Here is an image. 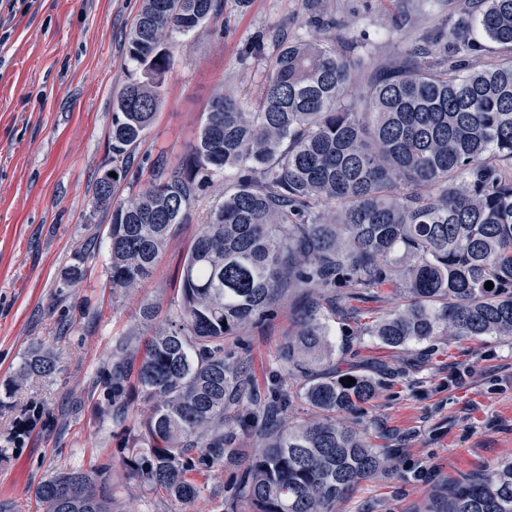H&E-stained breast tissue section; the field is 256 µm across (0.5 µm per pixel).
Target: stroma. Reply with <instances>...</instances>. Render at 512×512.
<instances>
[{
    "instance_id": "35a3bbf8",
    "label": "stroma",
    "mask_w": 512,
    "mask_h": 512,
    "mask_svg": "<svg viewBox=\"0 0 512 512\" xmlns=\"http://www.w3.org/2000/svg\"><path fill=\"white\" fill-rule=\"evenodd\" d=\"M0 12V503L44 512L36 485L72 469L103 471L116 512H171L142 490L125 463L133 430L113 424L103 381L119 337L152 334L139 308L179 301L174 279L191 240L233 183L216 176L192 221L167 244L152 276L131 292L108 276L110 214L96 205V182L112 166V102L136 78L125 37L139 0H28ZM352 33L372 43L366 67L394 53L388 30L397 0H336ZM303 0H224L218 21L173 46L162 103L135 160L180 164L212 99L232 92L252 106L267 61L247 55L256 34L296 28ZM306 293L288 291L273 317L245 328L240 353L259 389L271 387L277 353L295 332ZM396 283L366 290L332 324V358L347 370L382 363L378 395L344 425L389 449L390 466L360 482L336 512H434L461 476L512 458V338L440 336L402 349L356 335L358 324L401 306ZM54 357L50 376L19 380L27 355ZM34 426H26L29 416Z\"/></svg>"
}]
</instances>
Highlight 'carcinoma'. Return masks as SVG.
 <instances>
[{
	"label": "carcinoma",
	"mask_w": 512,
	"mask_h": 512,
	"mask_svg": "<svg viewBox=\"0 0 512 512\" xmlns=\"http://www.w3.org/2000/svg\"><path fill=\"white\" fill-rule=\"evenodd\" d=\"M222 2L140 0L126 38L140 76L112 104V183L129 175L161 103L175 64L164 44L220 16ZM303 2L302 32L277 40L257 106L222 93L182 166L156 158L147 185L127 199L100 180L95 187L111 213L108 278L129 291L191 222L199 192L220 172L233 176L189 247L167 323L145 341L120 337L104 382L115 404L129 394L150 404L127 467L176 512H189L226 466L242 469L229 512L241 503L336 512L388 463L384 449L336 420L379 390L365 370L322 365L341 285L377 288L403 266L404 304L366 328L389 348L512 337V0H448V16L432 27L403 10L394 31L416 35L370 71L371 43L347 33L334 0ZM495 53L504 58L473 65ZM289 288L307 289L308 299L278 362L302 383L262 395L224 341L272 316ZM53 370L37 350L21 376ZM296 402L316 416L281 425L275 416ZM257 419L265 449L246 457L239 431ZM35 494L46 512H113L112 486L96 469L59 473ZM441 512H512V460L454 481Z\"/></svg>",
	"instance_id": "1"
}]
</instances>
